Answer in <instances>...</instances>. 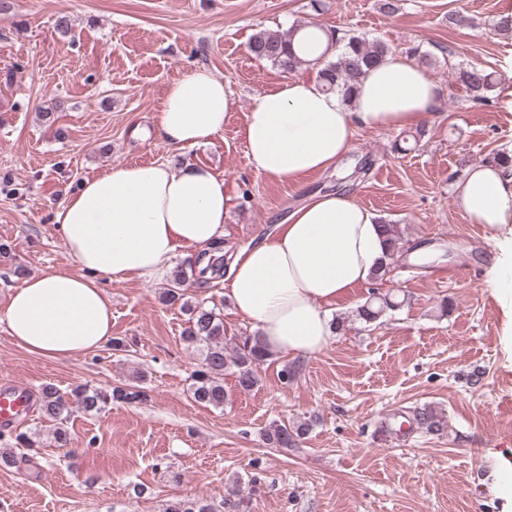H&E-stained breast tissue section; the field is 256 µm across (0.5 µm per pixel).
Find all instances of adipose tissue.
Returning a JSON list of instances; mask_svg holds the SVG:
<instances>
[{
	"instance_id": "adipose-tissue-1",
	"label": "adipose tissue",
	"mask_w": 512,
	"mask_h": 512,
	"mask_svg": "<svg viewBox=\"0 0 512 512\" xmlns=\"http://www.w3.org/2000/svg\"><path fill=\"white\" fill-rule=\"evenodd\" d=\"M442 94L424 65L398 53L366 71L348 104L317 76H297L255 96L245 121L247 154L258 174L296 181L334 167L359 130L424 125ZM231 108L223 80L194 68L168 86L155 135L176 150L208 143L223 132ZM454 197L470 223L498 241L489 273L512 324V175L495 164L472 166ZM231 199L223 176L203 165L114 163L84 180L53 215L80 274L24 278L0 323L19 346L48 359L97 350L112 337L101 280L160 283L176 257L213 254L224 245ZM384 255L373 213L342 192L315 194L275 232L235 254L224 293L270 352L312 357L334 334L336 303L368 283Z\"/></svg>"
}]
</instances>
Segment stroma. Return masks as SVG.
Here are the masks:
<instances>
[{"instance_id":"stroma-1","label":"stroma","mask_w":512,"mask_h":512,"mask_svg":"<svg viewBox=\"0 0 512 512\" xmlns=\"http://www.w3.org/2000/svg\"><path fill=\"white\" fill-rule=\"evenodd\" d=\"M0 16V309L23 276L79 273L51 217L82 182L116 162L204 164L232 189L224 258L257 244L315 193L343 189L425 246L430 266L394 258L383 280L337 304L344 325L309 358L275 356L257 370L261 383L231 392L225 408L190 399L200 352L181 338L187 316L162 300L164 284L104 282L112 334L129 351L104 345L53 360L17 345L0 325V377L40 395L80 384L112 387L142 377L149 399L97 415L75 413L61 447L41 411L21 422L37 433L39 454L25 457L0 437V452L21 463L0 466V512H164L175 498L219 504L256 479L249 512H506L493 471L512 459V362L503 351L504 319L487 271L495 257L489 230L470 223L453 188L467 169L512 152V35L492 24L512 16V0H399L390 16L380 0H10ZM469 15L461 29L452 12ZM67 17V32L56 28ZM314 23L358 33L404 54H429L443 87L435 115L412 150L392 146L404 133L365 130L338 170L298 181L258 175L245 146L254 96L315 74L256 60L252 34ZM494 70L486 102L472 100L452 69ZM210 68L233 97L224 131L209 143L172 150L153 132L165 89L196 67ZM373 165L361 173L364 159ZM456 270L436 281L438 268ZM402 306L365 327L353 313L373 289ZM448 308H441V300ZM294 364L296 375L281 381ZM433 404L442 435L411 426L385 434L395 414ZM317 416L292 448L265 439L282 421Z\"/></svg>"}]
</instances>
